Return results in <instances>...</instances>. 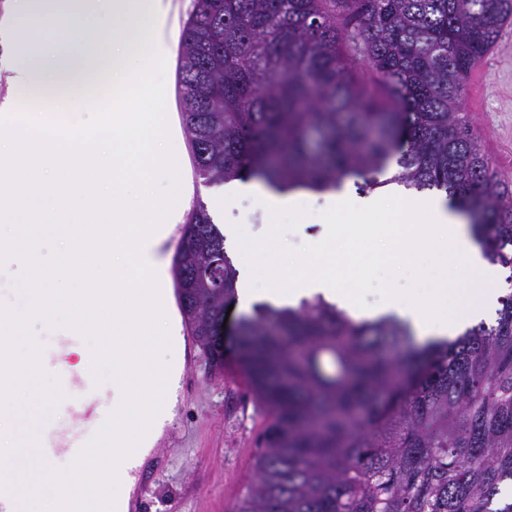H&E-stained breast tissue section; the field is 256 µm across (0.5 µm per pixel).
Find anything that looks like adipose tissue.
I'll use <instances>...</instances> for the list:
<instances>
[{
	"label": "adipose tissue",
	"instance_id": "ef3b65f1",
	"mask_svg": "<svg viewBox=\"0 0 512 512\" xmlns=\"http://www.w3.org/2000/svg\"><path fill=\"white\" fill-rule=\"evenodd\" d=\"M246 192L258 197L274 215L284 210L301 215L309 195L305 189L272 192L259 184L232 180L216 188L209 207L211 217H219L226 203ZM377 195L397 206L388 225L376 223L373 213L355 208L347 199H340L322 215L321 242L314 258L301 269H283L274 243H267L269 285L260 292L252 286L254 246L240 242L236 229H228L227 235L236 240L239 252L235 265L238 307L248 311L262 299L278 306H295L301 299L319 295L355 318L391 317L407 323L415 336L427 341H442L460 335L473 323L489 317L503 292L504 274L484 258L465 218L441 199L405 197L392 185L379 187ZM340 224L370 225L373 234L386 240V260L411 262L424 259L445 267L459 258L464 261L469 275L459 280H446L442 287L410 298L393 290L378 307H363L354 286L326 270L339 254L336 227ZM452 296L458 301L453 310L448 307V299Z\"/></svg>",
	"mask_w": 512,
	"mask_h": 512
}]
</instances>
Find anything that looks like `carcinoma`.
I'll return each instance as SVG.
<instances>
[{"label":"carcinoma","mask_w":512,"mask_h":512,"mask_svg":"<svg viewBox=\"0 0 512 512\" xmlns=\"http://www.w3.org/2000/svg\"><path fill=\"white\" fill-rule=\"evenodd\" d=\"M512 0H196L181 110L209 183L449 193L485 258L509 271L495 323L419 344L316 296L261 304L235 346L270 422L236 512H512V195L462 112ZM191 334L224 361L237 271L204 205L174 258Z\"/></svg>","instance_id":"obj_1"}]
</instances>
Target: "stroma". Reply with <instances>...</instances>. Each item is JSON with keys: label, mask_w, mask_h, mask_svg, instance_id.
<instances>
[{"label": "stroma", "mask_w": 512, "mask_h": 512, "mask_svg": "<svg viewBox=\"0 0 512 512\" xmlns=\"http://www.w3.org/2000/svg\"><path fill=\"white\" fill-rule=\"evenodd\" d=\"M497 51L488 52L482 74L468 83L463 110L478 136L491 166L504 183L512 184V31L501 28ZM327 208L322 193L310 196L307 221L291 223L288 214L269 221L254 197H238L224 209V224L244 227L248 242H265L276 230L284 258L305 260L323 230L318 216ZM336 238L347 248V261L363 278L359 298L365 305L378 304L388 288L410 295L437 284L434 270L401 265L377 255L364 226L338 230ZM189 384L178 395L177 416L156 444L169 456L170 466L145 495V512H235L255 481L254 459L259 452L268 417L258 407L239 363L235 348H228L223 370L211 367L207 357L188 373ZM111 380L93 384L98 392L96 413L83 420L69 410H46L37 401L25 403L21 418L38 416L59 434L89 439L98 415L108 413Z\"/></svg>", "instance_id": "obj_1"}]
</instances>
